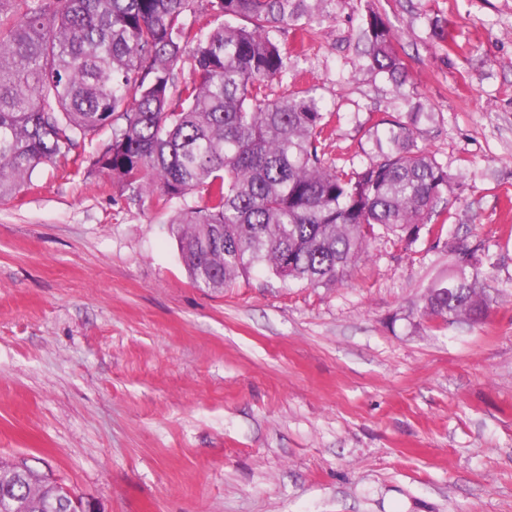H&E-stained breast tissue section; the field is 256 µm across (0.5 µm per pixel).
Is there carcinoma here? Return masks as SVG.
<instances>
[{
    "mask_svg": "<svg viewBox=\"0 0 512 512\" xmlns=\"http://www.w3.org/2000/svg\"><path fill=\"white\" fill-rule=\"evenodd\" d=\"M330 0H0V198L42 164L109 133L89 167L136 198L204 195L173 223L201 288H224L256 267L283 282L344 281L369 241L410 248L448 223V168L417 148L411 124L372 126L376 154L361 169L328 156L333 134L314 90L273 97L288 75L277 34L316 33ZM367 70L402 87L401 36L376 13L362 30ZM189 64V77L176 68ZM455 292L430 288L422 314L475 320L489 300L486 254L461 245ZM0 498L22 512L56 506L32 469L0 466Z\"/></svg>",
    "mask_w": 512,
    "mask_h": 512,
    "instance_id": "1",
    "label": "carcinoma"
}]
</instances>
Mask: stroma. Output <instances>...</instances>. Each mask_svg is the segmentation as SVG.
Returning a JSON list of instances; mask_svg holds the SVG:
<instances>
[{
    "instance_id": "1",
    "label": "stroma",
    "mask_w": 512,
    "mask_h": 512,
    "mask_svg": "<svg viewBox=\"0 0 512 512\" xmlns=\"http://www.w3.org/2000/svg\"><path fill=\"white\" fill-rule=\"evenodd\" d=\"M377 12L414 94L359 67ZM279 43L283 86L340 115L328 153L369 161L372 124L420 113L451 219L371 241L341 283L258 267L195 285L171 221L101 174L42 165L0 199V458L96 512H512V0H333ZM492 258L481 320L424 316L447 242Z\"/></svg>"
}]
</instances>
